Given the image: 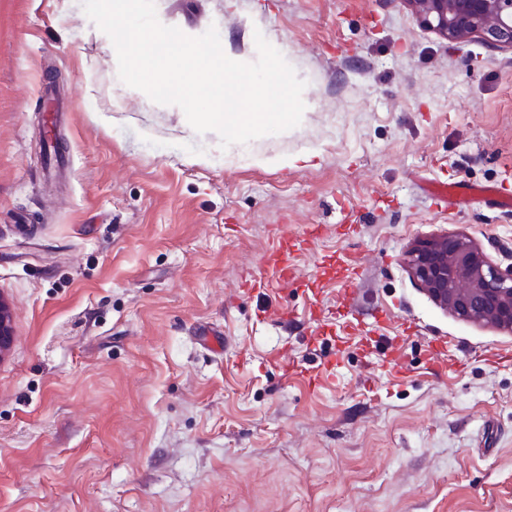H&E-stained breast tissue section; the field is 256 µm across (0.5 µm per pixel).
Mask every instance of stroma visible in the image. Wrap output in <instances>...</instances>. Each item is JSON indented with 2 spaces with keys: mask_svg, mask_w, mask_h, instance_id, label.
<instances>
[{
  "mask_svg": "<svg viewBox=\"0 0 512 512\" xmlns=\"http://www.w3.org/2000/svg\"><path fill=\"white\" fill-rule=\"evenodd\" d=\"M155 5L237 61L262 33L306 109L221 149L120 80L81 0H0V512H512V333L406 263L448 233L512 267V210L425 191L512 183V49L406 0ZM303 224L293 284L251 286Z\"/></svg>",
  "mask_w": 512,
  "mask_h": 512,
  "instance_id": "1",
  "label": "stroma"
}]
</instances>
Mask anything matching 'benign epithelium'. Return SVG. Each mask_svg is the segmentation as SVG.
Instances as JSON below:
<instances>
[{"instance_id":"obj_1","label":"benign epithelium","mask_w":512,"mask_h":512,"mask_svg":"<svg viewBox=\"0 0 512 512\" xmlns=\"http://www.w3.org/2000/svg\"><path fill=\"white\" fill-rule=\"evenodd\" d=\"M420 24L450 42L478 34L512 49V0H406ZM412 276L431 299L460 319L512 332V270H501L464 235L434 236L409 253ZM13 340L0 297V357Z\"/></svg>"}]
</instances>
